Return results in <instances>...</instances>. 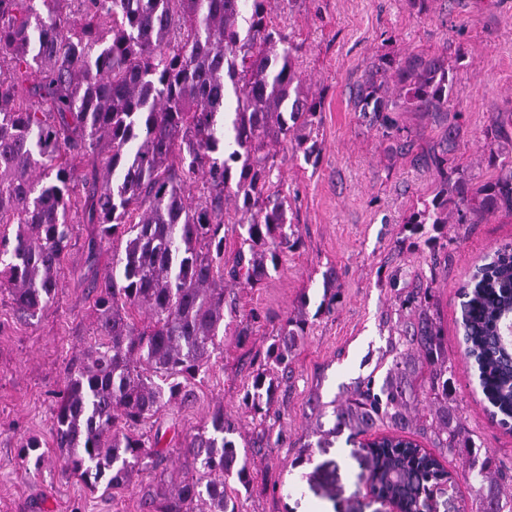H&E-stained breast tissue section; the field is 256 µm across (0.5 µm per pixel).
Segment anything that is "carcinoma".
<instances>
[{
	"label": "carcinoma",
	"instance_id": "carcinoma-1",
	"mask_svg": "<svg viewBox=\"0 0 512 512\" xmlns=\"http://www.w3.org/2000/svg\"><path fill=\"white\" fill-rule=\"evenodd\" d=\"M295 0H0V292L34 317L54 300L75 223L91 224L87 261L126 237L124 253L93 277L98 343L71 364L53 418L62 476L95 491L131 482L165 461L160 439L137 430L171 405H189L195 384L235 325L244 342L261 322L227 301L224 276L257 286L296 248L288 198L275 190L276 155L290 142L305 160L322 100L303 90L299 46L271 20V3ZM447 52L379 56L358 84L355 107L382 133L404 137L398 112H450ZM91 171L75 189V163ZM431 206L413 229L467 223L468 213H512V164L482 181L448 188V158L431 153ZM201 184L205 201L192 199ZM243 230L221 271L224 205ZM16 225L15 234L5 228ZM431 288L407 294L413 321L388 337L392 360L381 383L354 382L333 407L329 433L366 438L370 481L398 512H422L432 488L455 484L442 464L466 459L473 512H512V476L482 450L452 404L455 369L429 310ZM460 345L490 418L512 430V245L474 266L461 287ZM297 313L272 331L244 403L267 416L278 374L307 335ZM427 403L429 417L414 414ZM234 420L217 407L184 438L188 465L170 488L147 497L149 512H238L250 490L247 451ZM240 488L229 491L227 481Z\"/></svg>",
	"mask_w": 512,
	"mask_h": 512
}]
</instances>
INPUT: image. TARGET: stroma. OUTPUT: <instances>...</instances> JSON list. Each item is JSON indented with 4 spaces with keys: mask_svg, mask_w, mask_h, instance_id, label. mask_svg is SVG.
Returning a JSON list of instances; mask_svg holds the SVG:
<instances>
[{
    "mask_svg": "<svg viewBox=\"0 0 512 512\" xmlns=\"http://www.w3.org/2000/svg\"><path fill=\"white\" fill-rule=\"evenodd\" d=\"M272 16L300 47L304 89L321 96L322 120L314 132L318 158L304 160L291 144H277L282 189L292 204L299 246L283 257L263 284L228 283L240 309L269 317L246 342L224 338V349L196 382V399L167 409L154 424L167 453L169 471H181L180 444L216 407L238 422L237 444L253 447L250 465L257 493L242 495V512H389L370 496L358 442L317 433L331 413L317 415L314 402H330L343 388L389 365L387 338L409 324L397 291L430 286V310L456 369V404L483 448L512 467V433L490 422L474 393L458 345V289L485 255L512 243V215L469 213L464 224L448 222L412 235V212L431 204L438 187L426 158L448 154L456 172L482 179L500 170L490 151L512 161V141L487 131L494 117L512 114V0H432L416 14L408 0H295ZM447 49L454 61L455 119L439 112H401L408 138L383 137L368 116L357 112L354 93L368 65L385 53L402 56ZM465 59H458V51ZM460 127L456 143L448 126ZM336 272L341 298L322 306L323 274ZM93 274L82 246L71 249L53 303L24 321L0 294V512H143L146 492L160 480L154 470L130 484L90 491L78 478H62L52 444L55 395L68 366L93 344L96 315L88 297ZM306 303L307 335L289 378L278 389L280 444L260 436L259 420L242 397L266 356L273 323ZM38 440L39 468L20 458L23 440ZM310 459L295 465L303 444Z\"/></svg>",
    "mask_w": 512,
    "mask_h": 512,
    "instance_id": "obj_1",
    "label": "stroma"
}]
</instances>
